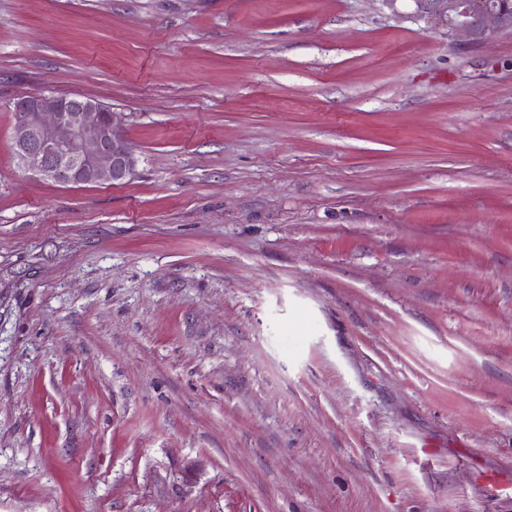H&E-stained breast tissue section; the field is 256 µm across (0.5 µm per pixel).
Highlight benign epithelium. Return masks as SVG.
Wrapping results in <instances>:
<instances>
[{"label": "benign epithelium", "instance_id": "7a95c632", "mask_svg": "<svg viewBox=\"0 0 512 512\" xmlns=\"http://www.w3.org/2000/svg\"><path fill=\"white\" fill-rule=\"evenodd\" d=\"M407 17L473 45L512 33V0H409ZM12 147L18 166L55 184L112 183L135 173L134 154L116 113L94 99L37 94L14 104Z\"/></svg>", "mask_w": 512, "mask_h": 512}]
</instances>
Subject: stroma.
I'll return each mask as SVG.
<instances>
[{
    "mask_svg": "<svg viewBox=\"0 0 512 512\" xmlns=\"http://www.w3.org/2000/svg\"><path fill=\"white\" fill-rule=\"evenodd\" d=\"M48 93L134 176L20 170ZM0 512H512V34L0 0Z\"/></svg>",
    "mask_w": 512,
    "mask_h": 512,
    "instance_id": "stroma-1",
    "label": "stroma"
}]
</instances>
